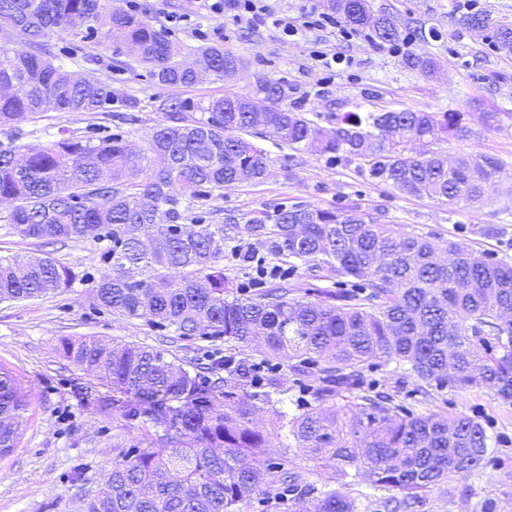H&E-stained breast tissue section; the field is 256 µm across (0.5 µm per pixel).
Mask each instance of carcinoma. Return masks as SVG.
Instances as JSON below:
<instances>
[{"label": "carcinoma", "mask_w": 512, "mask_h": 512, "mask_svg": "<svg viewBox=\"0 0 512 512\" xmlns=\"http://www.w3.org/2000/svg\"><path fill=\"white\" fill-rule=\"evenodd\" d=\"M331 9L375 39L394 43L397 24L383 29L369 0H329ZM108 26L132 45L156 84L189 87L202 73L222 80L239 59L211 45L197 49L191 70L180 46L146 19L105 10L102 0H0V29L24 36L30 50L0 62V126L49 110L103 112L112 86L54 63L44 38L78 25ZM285 90L261 83L252 99L265 112H234L244 97L187 105L158 98L161 114L149 154L130 153L122 135L97 140L60 136L22 151L0 147V222L21 236L108 241L111 271L94 285L97 307L184 338H219L260 362L215 358L190 371L152 346L88 337L64 344L65 356L112 390L128 395L115 407L152 429L151 446L122 451L103 473L106 493L88 494L83 512H244L272 489L288 509L309 500L313 512H355L354 500L320 489L288 461L266 460L270 436L286 433V449L317 462H336V478L396 490L387 512H410L452 474H472L488 462L489 437L465 416L401 412L358 393L366 368L395 364L425 397L445 389L485 387L512 404V264L468 245L448 242L447 260L426 235L385 222L356 204L336 209L282 208L275 224H247L290 268L304 265L349 278L354 288L318 289L297 297L286 281L254 297L234 292L224 275V225L191 216L192 202L242 183H260L266 153L255 141L273 125L288 148L358 162L369 177L415 197L450 205L483 202L499 161L481 154L452 158L441 144L473 133L462 112L390 110L336 117L324 129L283 106ZM416 142L426 154L410 153ZM173 159L166 169L153 156ZM110 179L104 181L100 173ZM166 288H153L156 280ZM76 280L72 268L46 255H0V301L55 294ZM313 376V401L284 410V383L271 367ZM28 396L0 367V457L17 446ZM265 413L260 423L256 414ZM158 444V452L152 444Z\"/></svg>", "instance_id": "cac0c4a2"}]
</instances>
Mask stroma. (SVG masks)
Here are the masks:
<instances>
[{
	"mask_svg": "<svg viewBox=\"0 0 512 512\" xmlns=\"http://www.w3.org/2000/svg\"><path fill=\"white\" fill-rule=\"evenodd\" d=\"M371 5L397 21L400 41L375 42L364 29L349 41L328 30L285 39L262 22L238 28L232 12L210 13L200 0H141L140 13L156 26L166 25L168 16L188 15L190 27L171 31L185 50L220 45L240 59L235 77L203 78L174 92L183 99L249 97L258 83L272 82L285 88L287 105L309 114L405 108L505 113L499 128L478 129L443 145L452 156L474 153L500 160L483 205L451 206L406 195L362 175L356 163L294 152L268 136L259 141L267 156V178L225 188L220 198L195 201L194 216L205 224L230 218L239 225L270 224L283 207L329 209L358 203L382 211L386 222L430 236L439 247L455 241L512 264V51L496 46L487 32L462 25L468 11L461 0H371ZM46 41L56 63L110 84L112 103L104 112L51 110L15 128L2 127L0 143L16 131L20 144L40 147L63 129L83 138L120 134L147 148L158 119L150 101L173 92L157 85L138 56L117 48L105 32H52ZM317 48L340 52L348 62L333 71L312 66L309 53ZM418 57L434 60L436 70L425 73L413 67L411 61ZM488 225L495 226V233H485ZM104 250V244L92 241L49 246L0 223L1 256L49 254L77 275L64 292L0 302V366L24 382L29 400L22 438L10 455L0 458V512H82L80 495L97 490L105 464L145 438L141 422L113 411L111 388L64 357L63 341L95 336L142 343L193 365L208 362L212 352L224 347L220 339L180 340L144 321L94 306L92 288L109 270ZM414 388L413 380L389 366L363 373L364 391L392 398L416 414L470 417L492 440L490 461L481 474L450 475L414 512H481L488 497L496 498L503 510L512 508V404L483 387L448 389L428 399Z\"/></svg>",
	"mask_w": 512,
	"mask_h": 512,
	"instance_id": "1",
	"label": "stroma"
}]
</instances>
